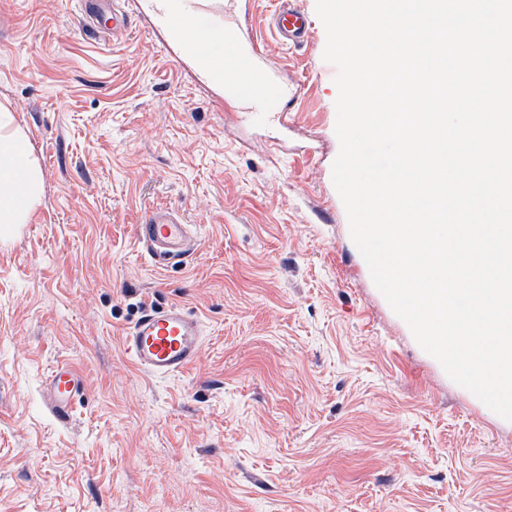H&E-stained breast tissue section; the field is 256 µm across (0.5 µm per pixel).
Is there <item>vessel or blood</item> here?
Wrapping results in <instances>:
<instances>
[{"label":"vessel or blood","mask_w":512,"mask_h":512,"mask_svg":"<svg viewBox=\"0 0 512 512\" xmlns=\"http://www.w3.org/2000/svg\"><path fill=\"white\" fill-rule=\"evenodd\" d=\"M200 0H184L180 6H164L158 11L160 24L170 31L184 27L189 9L198 8ZM273 27L281 41L289 46L302 45L312 25L310 15L292 0H280L272 17ZM244 39L233 22L211 26L209 40L198 42L195 56L209 60L214 41H221L223 57L219 68L223 82L231 84L237 94L252 103L256 110L270 109L274 102L267 91L256 90L244 83L252 69L250 57L240 51ZM138 235L146 246L150 262L156 266L183 265L195 251L194 235L188 225L173 211L156 208L149 212ZM204 336L201 319L179 304L144 311L124 332V351L139 369L162 377L181 373L200 358ZM79 376L65 364L54 367L45 383L44 397L57 414L68 413L82 393Z\"/></svg>","instance_id":"b4317fda"}]
</instances>
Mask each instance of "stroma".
Instances as JSON below:
<instances>
[{"label":"stroma","instance_id":"1","mask_svg":"<svg viewBox=\"0 0 512 512\" xmlns=\"http://www.w3.org/2000/svg\"><path fill=\"white\" fill-rule=\"evenodd\" d=\"M209 2L292 111L207 80L151 0L99 38L76 0H0V102L44 177L0 237V512H512V421L419 346L351 238L323 24L289 47L276 0ZM159 205L198 232L187 265L137 236ZM171 303L203 348L153 377L122 336ZM59 364L84 382L66 416ZM82 389L81 379L68 365H57L46 379L45 401L53 412L63 415L73 408Z\"/></svg>","mask_w":512,"mask_h":512}]
</instances>
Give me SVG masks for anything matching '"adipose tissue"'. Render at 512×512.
<instances>
[{"instance_id":"adipose-tissue-1","label":"adipose tissue","mask_w":512,"mask_h":512,"mask_svg":"<svg viewBox=\"0 0 512 512\" xmlns=\"http://www.w3.org/2000/svg\"><path fill=\"white\" fill-rule=\"evenodd\" d=\"M43 191L40 164L9 106L0 104V235L29 223Z\"/></svg>"}]
</instances>
